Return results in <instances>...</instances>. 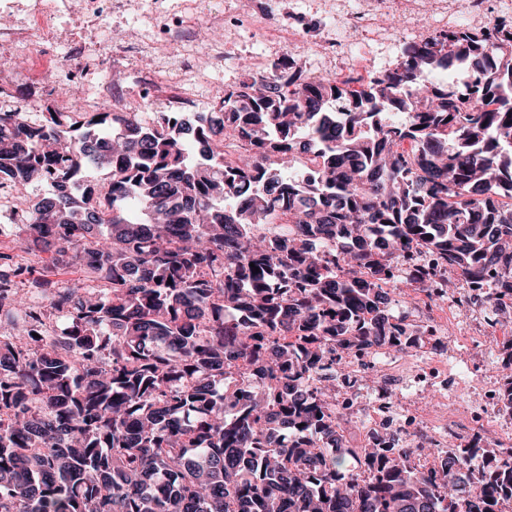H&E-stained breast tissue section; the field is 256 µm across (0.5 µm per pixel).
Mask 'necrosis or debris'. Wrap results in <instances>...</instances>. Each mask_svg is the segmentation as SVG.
<instances>
[{
  "label": "necrosis or debris",
  "mask_w": 512,
  "mask_h": 512,
  "mask_svg": "<svg viewBox=\"0 0 512 512\" xmlns=\"http://www.w3.org/2000/svg\"><path fill=\"white\" fill-rule=\"evenodd\" d=\"M72 10L71 0H33L25 9L24 23L0 29V48H23L35 60L40 48L65 45L64 53L52 55V66L69 83L83 85L96 68L90 46L82 38L66 37L57 21L58 12ZM223 61L218 44L210 45L203 58L181 55V85L172 94L156 68L137 71L120 91L111 81H102L95 97L85 100V109L97 111L100 102L108 101L117 111L131 112L151 100L171 119L181 120L195 106L192 77L205 65ZM413 293L414 306L406 313L413 335L337 348L335 357L344 372L328 401L346 409L348 419L336 434L353 439L362 451L406 450L419 475L450 471L475 490L501 465L512 464V366L501 365L493 375L486 364L512 344V338L464 329L449 335L448 324L457 309H480L472 288L448 296L428 282Z\"/></svg>",
  "instance_id": "1"
}]
</instances>
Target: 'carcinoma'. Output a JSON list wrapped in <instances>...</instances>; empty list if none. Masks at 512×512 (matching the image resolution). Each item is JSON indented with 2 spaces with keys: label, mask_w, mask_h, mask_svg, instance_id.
I'll return each instance as SVG.
<instances>
[{
  "label": "carcinoma",
  "mask_w": 512,
  "mask_h": 512,
  "mask_svg": "<svg viewBox=\"0 0 512 512\" xmlns=\"http://www.w3.org/2000/svg\"><path fill=\"white\" fill-rule=\"evenodd\" d=\"M0 111V188L50 177L0 252V512H495L512 465L472 495L405 452L346 472L336 346L403 335L388 275L409 251L512 297V29L404 44L386 73L308 77L283 55L210 112ZM110 130L109 153L100 131ZM230 138L236 158L216 144ZM404 139L411 152L398 150ZM109 197L84 193L95 173ZM259 272H253V267ZM26 284L34 299L16 296ZM57 333L36 339L45 321ZM265 387L225 384L237 362ZM19 238L11 236V237H0V251L19 255V259H23L25 262L34 266L36 269H42L49 263L50 254L40 253L37 256L25 253L19 249V244L17 241ZM2 248V249H1Z\"/></svg>",
  "instance_id": "1"
}]
</instances>
